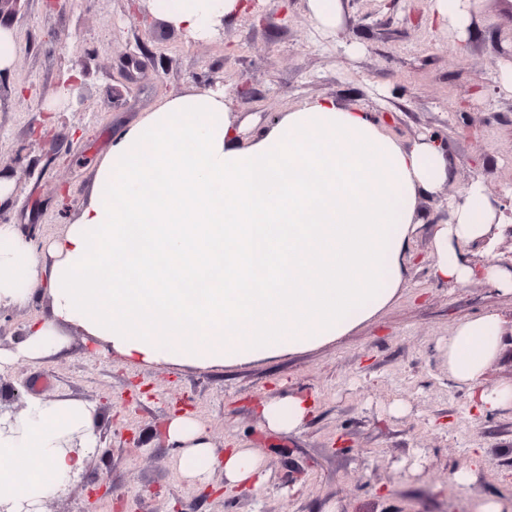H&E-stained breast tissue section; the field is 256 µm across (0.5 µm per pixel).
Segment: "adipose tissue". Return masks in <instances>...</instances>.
Segmentation results:
<instances>
[{
	"label": "adipose tissue",
	"mask_w": 512,
	"mask_h": 512,
	"mask_svg": "<svg viewBox=\"0 0 512 512\" xmlns=\"http://www.w3.org/2000/svg\"><path fill=\"white\" fill-rule=\"evenodd\" d=\"M171 28L204 39L242 0H151ZM223 91L168 97L117 136L98 162L88 198L55 240L50 265L14 225L0 224V305L49 289L25 340L0 351V369L65 354L79 329L105 352L146 363L240 364L339 338L373 318L406 282L418 202L454 177L442 145L405 147L374 113L323 98L279 113L250 139ZM437 225L430 274L452 288L481 279L512 293V269L474 266L466 246L504 220L481 183L450 203ZM497 314L459 323L448 338V377L479 410L512 407V384L489 387L502 347ZM309 397L264 402V425L302 426ZM172 464L206 483L261 489L263 460L244 444L216 455L201 422L167 424ZM99 446L93 404L31 396L0 424V505L36 507L83 472Z\"/></svg>",
	"instance_id": "adipose-tissue-1"
}]
</instances>
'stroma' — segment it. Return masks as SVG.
Here are the masks:
<instances>
[{
	"label": "stroma",
	"instance_id": "35a3bbf8",
	"mask_svg": "<svg viewBox=\"0 0 512 512\" xmlns=\"http://www.w3.org/2000/svg\"><path fill=\"white\" fill-rule=\"evenodd\" d=\"M254 12L195 40L142 22L129 0H70L50 9L26 0L11 20L13 67L0 72V171L14 184L0 224L46 245L63 233L90 191L112 138L176 92L224 90L246 132L305 100L332 98L379 116L409 145L437 137L455 178L419 204L414 259L393 301L345 336L296 353L222 367L154 365L103 354L70 330V348L44 362L18 361L20 398L66 395L96 405L106 445L43 512H478L494 497L512 512V408L481 412L448 378L455 327L485 312L503 320L500 355L484 374L512 382V294L482 281L451 288L430 275L435 225L473 181L504 200L512 187V0H476L466 37L433 22L429 0H345L336 34L320 32L306 0H253ZM44 136H32L34 128ZM48 306L44 289L0 313V349H14ZM144 388L124 409L132 386ZM309 396L299 431L263 428L262 402ZM189 399L216 453L247 443L269 474L260 493L189 485L171 463L165 426ZM485 461L474 464V451ZM464 470V481H452ZM113 495L89 499L92 486Z\"/></svg>",
	"mask_w": 512,
	"mask_h": 512
}]
</instances>
